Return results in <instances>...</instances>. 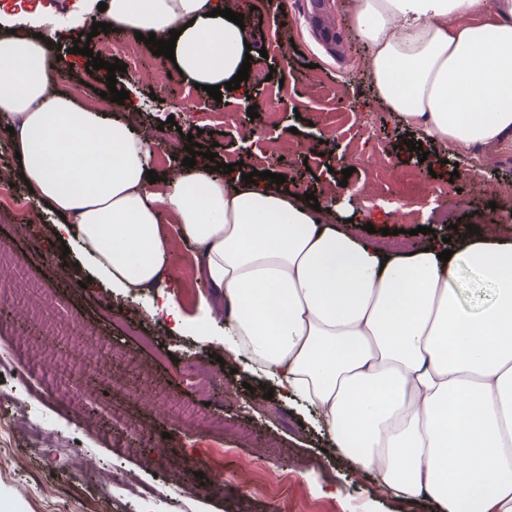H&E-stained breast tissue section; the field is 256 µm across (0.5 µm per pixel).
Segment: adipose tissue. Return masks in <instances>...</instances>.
Segmentation results:
<instances>
[{
    "instance_id": "ef3b65f1",
    "label": "adipose tissue",
    "mask_w": 512,
    "mask_h": 512,
    "mask_svg": "<svg viewBox=\"0 0 512 512\" xmlns=\"http://www.w3.org/2000/svg\"><path fill=\"white\" fill-rule=\"evenodd\" d=\"M78 0L113 29L169 39L192 83L222 85L245 58L248 30L214 8L232 0ZM374 100L426 145L473 153L512 140V0H352ZM33 19L0 21V122L14 129L36 205L61 211L94 284L126 295L171 266L165 222L195 249L201 302L224 304V359H247L280 395L319 415L326 441L378 489L439 512H512V238L498 224L426 235L387 253L321 212L240 171L180 167L150 183L154 140L129 117L77 105L53 84L51 37ZM451 250L449 261L439 260ZM492 284L479 312L453 286L460 267Z\"/></svg>"
}]
</instances>
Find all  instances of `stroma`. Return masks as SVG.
Segmentation results:
<instances>
[{
	"mask_svg": "<svg viewBox=\"0 0 512 512\" xmlns=\"http://www.w3.org/2000/svg\"><path fill=\"white\" fill-rule=\"evenodd\" d=\"M254 48L266 49L268 57L250 74L246 83L253 102L265 105L257 118L237 112L234 123H224L225 104L185 80L172 77L168 58L142 46L136 62L142 75L129 80L117 72V89H130L133 98L152 102L138 111L136 125H160L174 118L183 133H191L203 151H217L218 162H252L254 153H265L259 169L284 175L288 190L311 193L319 202L336 196L328 170L352 168L348 179L357 188L359 223L349 225L351 234L363 233L364 224L387 229L392 250L406 252L419 243L412 222L399 219L388 197L396 191L404 204L422 212H449L453 224H491L512 218V159H501L498 148L486 151L480 171L459 173L449 162L444 147L431 149L428 162L409 151L415 139L394 113L371 100L366 72L365 46L348 21L349 0H239ZM87 56L73 58L71 68L54 73L56 82L69 85L71 98L80 106L99 112L115 111L107 88V69L88 71ZM256 140H248L249 132ZM57 217L48 211H32L24 227L0 216V246L9 251L16 266L25 268L30 280L48 290L56 303L57 320L81 329L89 346L123 341L122 324L129 313L147 320L148 329L175 359V366L161 364L155 352L141 355L136 366L112 365V376L123 379L132 373L139 388L105 391L103 378L92 374L61 378V349L40 335V319L19 307L0 317V332L18 335V352L35 371L36 384L62 386L69 394L56 413L60 428L78 450L71 467L51 474L53 491L63 496H84L112 502L111 512H132L131 505L113 501L106 475L113 467L128 472L147 485L161 484L170 471L171 457L164 448L138 446L129 441L124 454L114 452L113 440L129 421L170 434L172 441L186 438L187 428L174 407L193 401V393L173 375L189 372L202 351L191 336L169 335L161 316L151 315V296L135 301L95 285L81 287L71 267L74 255L64 254L51 241L50 226ZM172 267L162 286L173 293L189 323L214 320V312L200 309L201 283L183 275L186 258L193 254L176 225H168ZM111 303L115 318L100 321L93 302ZM224 380L236 393L235 403L224 401L223 389H215L205 413L238 424L247 444L236 454L202 449L199 475H188L192 485L207 483L208 492L190 500L188 512H394L376 493L370 477L354 470L336 448L326 447L309 411L280 397L266 398L264 379L246 361L233 364ZM99 441H89V433ZM227 471L232 485L221 489L214 476Z\"/></svg>",
	"mask_w": 512,
	"mask_h": 512,
	"instance_id": "stroma-1",
	"label": "stroma"
}]
</instances>
